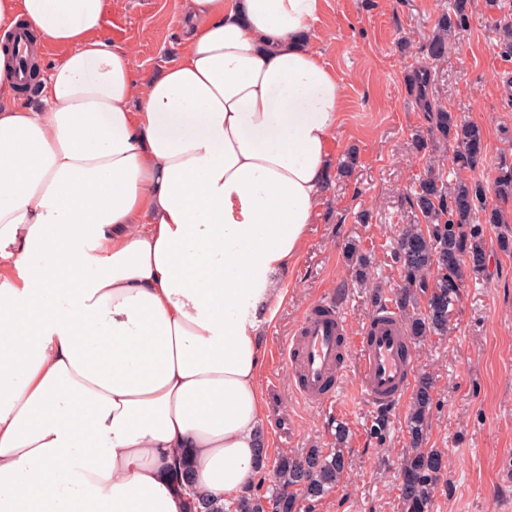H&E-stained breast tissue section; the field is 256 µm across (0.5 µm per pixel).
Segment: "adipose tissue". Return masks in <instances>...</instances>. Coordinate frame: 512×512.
Instances as JSON below:
<instances>
[{
    "mask_svg": "<svg viewBox=\"0 0 512 512\" xmlns=\"http://www.w3.org/2000/svg\"><path fill=\"white\" fill-rule=\"evenodd\" d=\"M322 9L186 0L177 59L145 76L106 0H0V32L67 49L23 104L0 46V269L23 271L0 282V512H191L257 475L260 315L345 101Z\"/></svg>",
    "mask_w": 512,
    "mask_h": 512,
    "instance_id": "ef3b65f1",
    "label": "adipose tissue"
}]
</instances>
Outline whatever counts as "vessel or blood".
Instances as JSON below:
<instances>
[{
    "instance_id": "1",
    "label": "vessel or blood",
    "mask_w": 512,
    "mask_h": 512,
    "mask_svg": "<svg viewBox=\"0 0 512 512\" xmlns=\"http://www.w3.org/2000/svg\"><path fill=\"white\" fill-rule=\"evenodd\" d=\"M353 350L360 356L359 390L370 403L386 407L411 395L412 347L399 314L388 304L378 307L353 336L340 306L316 301L277 357L293 376L297 397L322 407L335 397Z\"/></svg>"
}]
</instances>
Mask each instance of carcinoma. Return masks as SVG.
<instances>
[{
    "mask_svg": "<svg viewBox=\"0 0 512 512\" xmlns=\"http://www.w3.org/2000/svg\"><path fill=\"white\" fill-rule=\"evenodd\" d=\"M470 7V0H453L451 11L438 18L437 30L427 47L431 60L445 58L448 41L468 25ZM408 85L427 112L433 142L453 140L456 167L474 169L486 149L482 127L440 107L433 108L428 94V70L415 72ZM493 193L501 201L512 199L511 167L499 171ZM486 195L485 186L476 181L460 180L448 188L440 177L430 175L419 183L412 206L424 223L408 225L393 252L403 274L395 305L411 340L446 335L450 313L461 296L463 272L469 270L478 275L486 270L483 225L502 223L501 209L487 204ZM348 257L356 267V277L365 280L366 256L352 244ZM433 404V382L423 377L414 389L405 420L409 442L399 471L402 512H429L433 491L444 469L442 452L427 447ZM388 425L389 411L382 407L371 419L369 434L381 440ZM347 437L348 429L339 424L336 447L331 451L310 448L301 456L278 457L265 494L250 490L228 509L201 497L194 504V512H301L297 492L313 501L327 495L340 482L347 466L341 445Z\"/></svg>",
    "mask_w": 512,
    "mask_h": 512,
    "instance_id": "cac0c4a2",
    "label": "carcinoma"
}]
</instances>
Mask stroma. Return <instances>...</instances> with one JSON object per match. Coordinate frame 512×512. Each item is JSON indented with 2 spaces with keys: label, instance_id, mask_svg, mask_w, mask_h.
<instances>
[{
  "label": "stroma",
  "instance_id": "35a3bbf8",
  "mask_svg": "<svg viewBox=\"0 0 512 512\" xmlns=\"http://www.w3.org/2000/svg\"><path fill=\"white\" fill-rule=\"evenodd\" d=\"M453 0H324L315 25L323 62L345 86L342 123L330 144L335 161L355 154L351 177H330L306 247L284 276L288 297L262 327L261 387L276 385L281 401L268 410V460L331 448L336 424L350 435L342 481L303 512H398L399 464L406 451L409 400L392 405L384 441L366 432L375 408L357 386L359 359L350 354L334 403L313 407L293 391L275 351L316 300L331 299L359 333L375 309L374 294L393 297L403 285L392 258L396 240L418 217L410 199L427 172L445 183L465 178L492 186L500 167L512 166V59L499 49V29L512 24V0H474L466 30L433 64L429 96L461 120L480 125L486 156L475 169L453 163L456 147L420 148L427 114L407 78L426 60L425 46L438 17ZM184 0H107L105 32L135 50L139 71L153 74L178 55ZM503 221L484 227L488 270L466 274L444 336L416 343V377H429L434 405L430 447L442 450L445 471L430 512H512V200L501 203ZM357 244L369 265L359 281L347 259ZM293 436L281 443L276 425Z\"/></svg>",
  "mask_w": 512,
  "mask_h": 512
}]
</instances>
